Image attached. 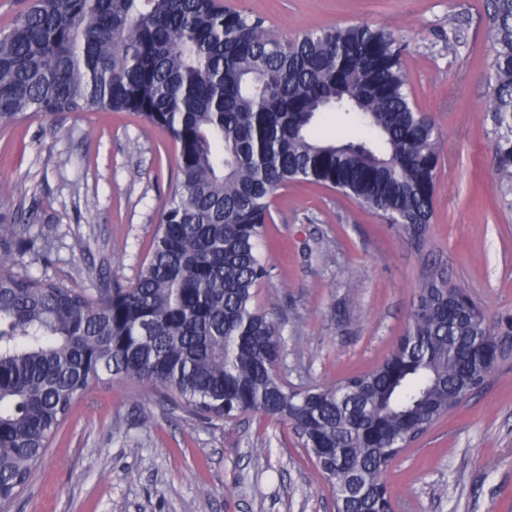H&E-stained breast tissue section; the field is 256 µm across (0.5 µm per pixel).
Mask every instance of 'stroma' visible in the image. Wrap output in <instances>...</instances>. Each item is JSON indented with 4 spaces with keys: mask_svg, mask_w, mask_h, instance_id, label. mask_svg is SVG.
I'll return each mask as SVG.
<instances>
[{
    "mask_svg": "<svg viewBox=\"0 0 512 512\" xmlns=\"http://www.w3.org/2000/svg\"><path fill=\"white\" fill-rule=\"evenodd\" d=\"M487 2L229 0L284 39L334 25L392 27L407 46L413 98L443 131L423 246L334 189L296 183L276 197L260 293L280 297L273 317L290 386L333 385L380 363L435 261L490 322L512 320V208L495 189L484 110ZM176 171L171 138L131 113L38 117L0 132V224L27 225L48 243V261L24 265L33 275L77 288L126 284ZM386 483L400 512H512V357L399 456ZM11 512H333V492L287 425L252 413L209 421L117 378L77 401Z\"/></svg>",
    "mask_w": 512,
    "mask_h": 512,
    "instance_id": "obj_1",
    "label": "stroma"
}]
</instances>
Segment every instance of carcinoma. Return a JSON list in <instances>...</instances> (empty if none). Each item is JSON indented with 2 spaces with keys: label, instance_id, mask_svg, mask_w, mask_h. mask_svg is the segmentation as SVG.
Returning <instances> with one entry per match:
<instances>
[{
  "label": "carcinoma",
  "instance_id": "carcinoma-1",
  "mask_svg": "<svg viewBox=\"0 0 512 512\" xmlns=\"http://www.w3.org/2000/svg\"><path fill=\"white\" fill-rule=\"evenodd\" d=\"M485 111L501 197L512 195V0H489ZM388 26L284 41L224 0H29L0 31V126L71 112H131L166 131L177 184L137 278L93 293L22 271L47 257L25 224H0V506L30 485L76 402L119 376L216 421L260 413L301 437L337 512H389L371 493L407 437L487 376L456 343L512 336L430 267L409 324L376 368L331 387L288 386L283 338L257 289L278 191L335 189L412 241L430 230L442 131L421 112ZM399 358L393 374L389 362ZM379 426L385 442L369 447Z\"/></svg>",
  "mask_w": 512,
  "mask_h": 512
}]
</instances>
